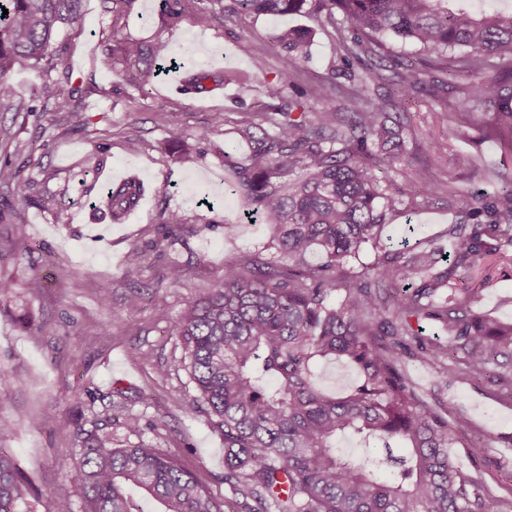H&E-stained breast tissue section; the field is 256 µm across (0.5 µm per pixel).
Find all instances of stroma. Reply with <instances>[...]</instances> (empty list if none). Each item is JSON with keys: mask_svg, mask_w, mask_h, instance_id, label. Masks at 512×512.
<instances>
[{"mask_svg": "<svg viewBox=\"0 0 512 512\" xmlns=\"http://www.w3.org/2000/svg\"><path fill=\"white\" fill-rule=\"evenodd\" d=\"M83 28L59 23L41 69H13L16 100H0V161L19 166L33 181L35 201L17 207L0 223V278L13 285L0 311V420L14 433L5 448L31 482L32 512H51L56 499H68L82 512L81 490L71 472L79 460L73 432L98 421L123 444H144L176 456L216 497L235 500L224 482V438L192 409L196 390L181 368L182 346L172 328L183 309L217 287L227 261L263 244L262 224H240L237 196L227 190L224 152L245 158L246 145L232 129L243 116L264 123L268 98L264 85L281 67L272 34L280 26L309 28L315 36L308 59L294 73L297 83L314 85L339 65L337 28L322 14L215 20L209 27L186 16L170 25L155 0H134L128 17L114 20L109 0H80ZM247 38L264 61L255 68L235 45ZM166 44L177 58L192 56L208 69L240 73L242 84L205 92L183 90L182 71L144 78L145 63L125 65L122 77L100 66L103 54L123 57L129 41ZM429 78L444 82L438 97L420 93L407 106L406 150L410 167L391 174L403 199L416 193L412 169L429 162L438 182H452L455 195L440 191L419 208L395 215L389 229L395 241L438 237L460 223L474 189H492L490 173L512 177V160L500 144L471 128L455 141L443 133L447 112L462 110L461 86L467 75L429 66ZM69 79L85 124L61 125L51 110L56 81ZM25 102L27 111L17 109ZM221 123H214L215 113ZM206 140H199V133ZM184 150L197 156L193 166L176 163ZM471 155L472 168L458 167L456 154ZM143 180L147 192L122 224L87 201L88 185L103 186L127 176ZM209 194L214 209L197 207L195 195ZM180 211L194 232L161 221ZM140 253L137 283L124 278L131 250ZM179 266L180 280L170 269ZM39 276L42 287L27 283ZM461 286L482 284L475 308L512 320V246L506 257L490 256L467 272ZM409 373L424 393L450 408L462 409L477 434L488 436L482 453L450 449V459L477 481L504 495L512 490V404L490 395L487 382L434 381L427 366L413 362ZM183 399L174 402L173 390ZM142 415V429L129 434L127 413Z\"/></svg>", "mask_w": 512, "mask_h": 512, "instance_id": "obj_1", "label": "stroma"}]
</instances>
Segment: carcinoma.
Listing matches in <instances>:
<instances>
[{"label": "carcinoma", "instance_id": "obj_1", "mask_svg": "<svg viewBox=\"0 0 512 512\" xmlns=\"http://www.w3.org/2000/svg\"><path fill=\"white\" fill-rule=\"evenodd\" d=\"M171 23L196 12L198 0H156ZM452 0H232L224 18L279 17L312 10L342 17L338 50L343 69L363 77L342 90L343 103L307 112L326 100L336 72L304 89L290 73L305 61L307 34L276 28L281 50L277 78L266 84L274 101L268 127L246 116L238 134L251 150L241 164L224 152L228 191L244 199L250 220L269 241L245 263L227 261L219 287L191 303L173 336L194 384L195 403L224 436V483L244 499L246 512H486L490 491L451 463L448 449L466 445L474 427L464 415L430 402L413 384L407 363L422 361L443 381L487 379L492 395L512 401V323L473 309L481 288H460L456 276L480 259L512 246V179L474 194L469 224L448 225V253L426 243L396 250L384 236L402 199L388 174L411 165L405 113L399 99L427 91L426 71L411 58L383 74L389 39L410 41L448 74L479 80L462 87L469 109L448 117L447 137H460L472 116L512 149V7L470 11ZM78 0H0V99L17 96L9 73L41 68L57 23L83 27ZM166 46L125 49L130 60L166 59ZM191 67L186 90L205 91L239 81L232 71ZM392 86L385 94L378 88ZM76 89L55 83L52 111L84 125L73 105ZM6 161L0 181L14 183L13 202H34L33 183ZM421 195H433L432 168L414 170ZM146 188L135 176L110 184L98 202L114 223L135 211ZM274 249L286 261L264 257ZM430 321L448 333L442 342L422 335ZM343 360L358 371L342 396L315 385L314 366ZM360 438L386 455L365 459L342 453L336 439ZM81 457L72 473L84 512H225L195 475L173 456L143 445L116 446L112 434L79 429ZM394 468L383 476V466ZM30 487L16 459L0 448V512H31Z\"/></svg>", "mask_w": 512, "mask_h": 512}]
</instances>
